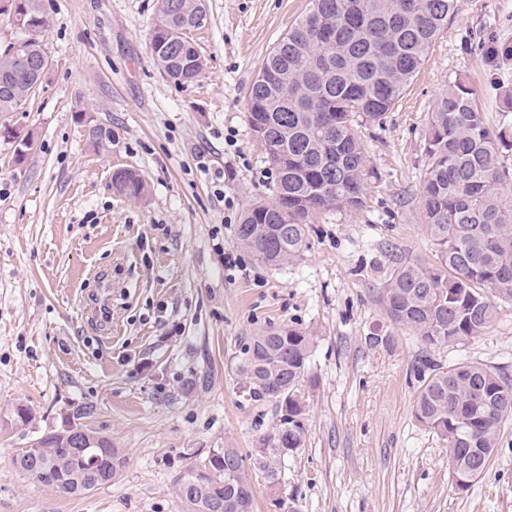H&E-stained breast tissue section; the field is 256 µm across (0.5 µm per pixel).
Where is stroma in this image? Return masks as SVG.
<instances>
[{
  "label": "stroma",
  "mask_w": 512,
  "mask_h": 512,
  "mask_svg": "<svg viewBox=\"0 0 512 512\" xmlns=\"http://www.w3.org/2000/svg\"><path fill=\"white\" fill-rule=\"evenodd\" d=\"M158 3L36 0L52 66L22 110L0 112V512H181L176 478L217 448L252 466L256 512H279L281 499L294 512H512V419L461 490L444 442L412 415L419 359L512 379V304L482 335L428 347L380 298L387 255H435L419 183L428 115L448 83L465 78L490 124L512 128V60L490 55L512 46V0H456L393 109L361 123L363 207L318 216L307 249L281 267L236 240L275 180L248 91L310 0H201L206 21L189 38L206 66L187 85L154 62ZM95 128L110 142L95 143ZM119 169L142 176V196L114 188ZM271 324L314 336L305 442L275 485L255 463L281 412L251 400L238 373ZM87 407V428L128 458L121 476L80 495L24 479L14 455Z\"/></svg>",
  "instance_id": "1"
}]
</instances>
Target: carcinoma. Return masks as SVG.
I'll return each instance as SVG.
<instances>
[{
    "mask_svg": "<svg viewBox=\"0 0 512 512\" xmlns=\"http://www.w3.org/2000/svg\"><path fill=\"white\" fill-rule=\"evenodd\" d=\"M28 21L18 40L37 73L18 78L13 57L0 50V112L20 110L41 84L44 48L34 33L46 25L35 0H18ZM151 51L174 81L203 69L191 45L200 0H160ZM455 0H311L307 14L269 53L249 92L248 123L275 172L273 200L249 208L238 245L259 262L280 266L308 247L314 219L364 204L370 171L355 117L378 122L392 110L424 64ZM512 133L494 129L478 91L457 78L438 100L424 138L419 220L436 246V261L393 258L381 301L397 325L426 346L479 336L500 304L512 302V170L501 161ZM116 189L145 191L133 172L113 174ZM312 336L269 325L250 340L240 373L252 399L280 409L279 428L262 439L287 456L304 439L305 383ZM416 421L448 448V466L480 471L495 451L503 421L512 418V380L475 363L419 361ZM27 480L80 494L112 482L127 458L78 422L44 434L13 460ZM182 512H254L250 472L236 448H222L175 482Z\"/></svg>",
    "mask_w": 512,
    "mask_h": 512,
    "instance_id": "cac0c4a2",
    "label": "carcinoma"
}]
</instances>
